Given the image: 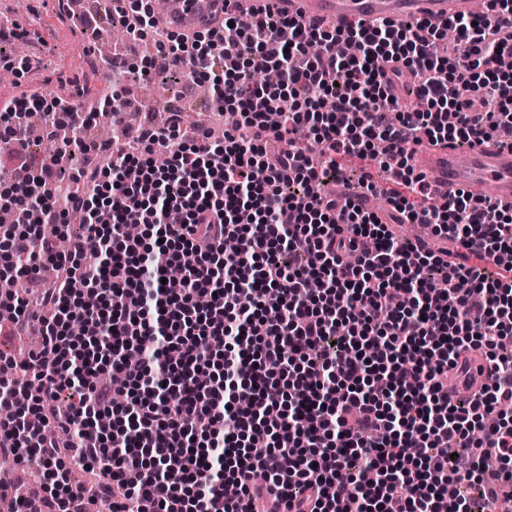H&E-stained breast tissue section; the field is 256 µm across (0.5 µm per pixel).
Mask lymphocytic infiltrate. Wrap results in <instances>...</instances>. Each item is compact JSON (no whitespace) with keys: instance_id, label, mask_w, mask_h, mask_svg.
<instances>
[{"instance_id":"obj_1","label":"lymphocytic infiltrate","mask_w":512,"mask_h":512,"mask_svg":"<svg viewBox=\"0 0 512 512\" xmlns=\"http://www.w3.org/2000/svg\"><path fill=\"white\" fill-rule=\"evenodd\" d=\"M499 15L512 0L439 26L341 31L251 26L225 7L233 38L170 33L149 65L207 82L236 126L113 141L68 188L53 167L87 151V117L34 172L31 117L53 126L72 108L35 86L7 102L17 219L0 225V307L21 328L29 305L42 311L39 348L0 354L13 411L0 454L41 473L26 495L0 480L13 512H266L271 496L286 512H488L512 489V208L432 204L407 154L512 133ZM259 69L276 82L255 84ZM407 73L423 109L392 95ZM283 100L270 125L265 106ZM342 155L399 170L388 218L324 194ZM71 209L86 232L63 251ZM406 219L457 252L400 242ZM130 222L144 233L126 235ZM489 259L493 277L475 267ZM64 395L66 416L46 413ZM452 438L455 455L440 453Z\"/></svg>"}]
</instances>
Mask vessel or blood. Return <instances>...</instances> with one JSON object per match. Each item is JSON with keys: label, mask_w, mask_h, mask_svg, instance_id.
I'll return each instance as SVG.
<instances>
[{"label": "vessel or blood", "mask_w": 512, "mask_h": 512, "mask_svg": "<svg viewBox=\"0 0 512 512\" xmlns=\"http://www.w3.org/2000/svg\"><path fill=\"white\" fill-rule=\"evenodd\" d=\"M472 0H269L272 15H292L309 25L343 29L377 19L412 18L441 23L470 13ZM224 0H165L162 30L183 34L223 21ZM410 162L435 191L436 201L461 193L474 201L512 207V143L461 151L454 143L422 142Z\"/></svg>", "instance_id": "vessel-or-blood-1"}]
</instances>
